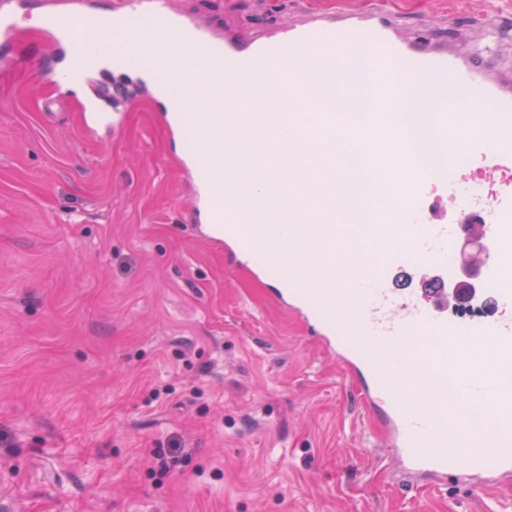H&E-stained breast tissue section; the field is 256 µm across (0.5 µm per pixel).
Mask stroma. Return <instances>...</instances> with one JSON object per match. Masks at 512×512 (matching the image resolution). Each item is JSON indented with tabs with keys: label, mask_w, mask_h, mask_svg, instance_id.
Here are the masks:
<instances>
[{
	"label": "stroma",
	"mask_w": 512,
	"mask_h": 512,
	"mask_svg": "<svg viewBox=\"0 0 512 512\" xmlns=\"http://www.w3.org/2000/svg\"><path fill=\"white\" fill-rule=\"evenodd\" d=\"M375 4L512 71V0H173L242 35ZM56 64L0 40V512H512V478L404 473L358 373L199 224L190 132L146 100L88 129Z\"/></svg>",
	"instance_id": "stroma-1"
}]
</instances>
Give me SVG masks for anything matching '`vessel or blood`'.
<instances>
[{
  "label": "vessel or blood",
  "instance_id": "obj_1",
  "mask_svg": "<svg viewBox=\"0 0 512 512\" xmlns=\"http://www.w3.org/2000/svg\"><path fill=\"white\" fill-rule=\"evenodd\" d=\"M162 17L159 44L162 53L148 58L128 56V78L117 92L130 101L154 95L152 74L167 70L170 55H180L192 67L208 70L211 112L186 113L169 106L170 125L190 129L195 143L186 166L196 185L194 203L203 223L216 227V236L232 241L237 250L259 258L261 268L274 266V254L291 249L306 261L312 245L329 242L336 233L348 241L345 250L330 249L321 256L317 278L283 275L279 298L312 321L324 337L335 343L339 361L366 375L360 392L382 409L389 428V446L402 469L437 480L456 474L479 478L489 486L512 471V432L472 431L456 417L458 409L484 411L487 403L512 405V381H504L500 368L512 366V289L499 287L504 269L512 267V188L503 189L499 201L483 199L466 187L467 174L456 159H449L442 175H434L414 154L401 129L379 124L370 130L344 129L348 138L362 140L376 161L366 169L368 178L384 172L403 204V222L414 232L408 242L395 244L378 257L358 248L364 225L388 224L387 210L372 200L357 202L325 177L308 174L267 182L262 199L271 204L286 190L303 183L302 198L324 200V223L307 224L302 212L282 218L280 233L257 222L255 212L238 199H227L225 188L235 187L240 170L233 158L239 153L235 130L252 126V106L267 104L263 126L286 135L285 103L301 100L300 87L288 77L291 55L301 52L321 64V76L339 81L338 58L362 51L369 69L365 92L378 104L394 96L408 99L413 108L428 112L439 136H446L450 121L464 112L480 113L491 126L512 130V79L492 76L477 58L408 36L391 14L374 8L355 13L305 12L262 37L220 38L202 22L173 10L169 0H114L109 15L86 8L63 7L45 12L40 28L46 44L57 50L69 44L66 66L57 70L59 85L94 88L104 61L114 56L112 38L138 37V23ZM29 18L13 0H0V38L9 40L26 29ZM262 82H255V75ZM435 86L460 89V104L436 101ZM236 105L223 111L224 102ZM468 156L488 158L495 167L512 172V149L489 138L467 144ZM447 200L459 218L482 224L495 252L483 260L486 287L501 314L468 318L448 315V291H434L431 306L423 307L409 295L389 286L393 271L413 265L431 272L447 269L448 257L458 244V229L434 219L435 198Z\"/></svg>",
  "mask_w": 512,
  "mask_h": 512
}]
</instances>
